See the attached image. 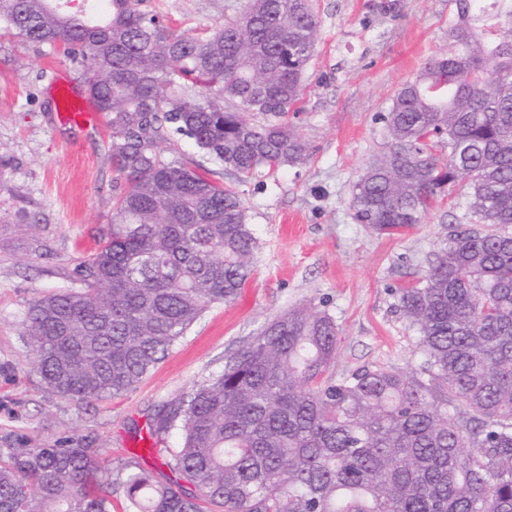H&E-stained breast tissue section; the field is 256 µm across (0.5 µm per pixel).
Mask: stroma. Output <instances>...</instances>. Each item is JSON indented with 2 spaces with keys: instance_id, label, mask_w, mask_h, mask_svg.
<instances>
[{
  "instance_id": "stroma-1",
  "label": "stroma",
  "mask_w": 512,
  "mask_h": 512,
  "mask_svg": "<svg viewBox=\"0 0 512 512\" xmlns=\"http://www.w3.org/2000/svg\"><path fill=\"white\" fill-rule=\"evenodd\" d=\"M231 0H146L180 32L231 17ZM316 0L321 28L294 119L305 162L239 180L180 135L165 156L235 186L257 238L254 274L229 303L212 305L133 390L106 401L44 391L21 334L31 300L71 288L77 258L111 228L116 174L108 129L81 132L55 120L54 81L82 85L81 69L49 48L0 34V448L89 447L112 469L139 463L168 475L163 455L142 454L137 431L220 372L242 340L283 311L315 305L336 321L333 375L416 361L415 337L395 288L420 280L453 228L465 223L469 187L458 183L425 223L387 236L356 223L353 184L383 152L380 120L391 96L425 63L455 47V0Z\"/></svg>"
}]
</instances>
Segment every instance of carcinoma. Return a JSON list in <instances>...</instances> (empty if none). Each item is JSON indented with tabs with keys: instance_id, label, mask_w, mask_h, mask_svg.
I'll list each match as a JSON object with an SVG mask.
<instances>
[{
	"instance_id": "1",
	"label": "carcinoma",
	"mask_w": 512,
	"mask_h": 512,
	"mask_svg": "<svg viewBox=\"0 0 512 512\" xmlns=\"http://www.w3.org/2000/svg\"><path fill=\"white\" fill-rule=\"evenodd\" d=\"M144 0H0V29L77 63L109 117L123 181L112 233L75 287L33 299L22 335L41 385L103 401L134 388L210 306L237 297L257 239L238 194L176 159L190 139L224 170L304 160L301 110L320 30L311 0H243L179 32ZM452 56L431 59L381 115L386 151L352 186L354 219L385 234L425 222L466 181L473 226L397 290L414 364L328 375L336 322L292 309L151 429L176 480L87 448H0V512H512V37L488 39L484 0H456Z\"/></svg>"
}]
</instances>
